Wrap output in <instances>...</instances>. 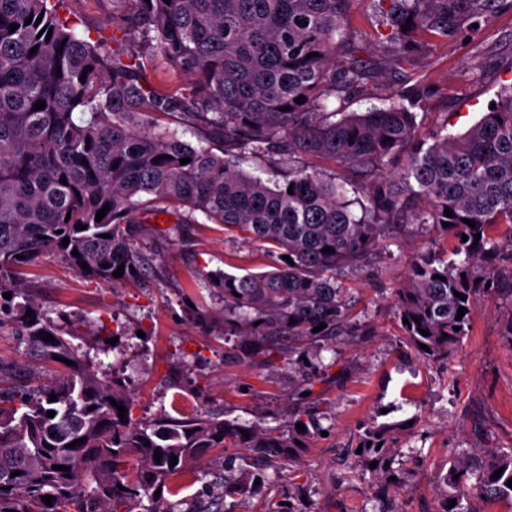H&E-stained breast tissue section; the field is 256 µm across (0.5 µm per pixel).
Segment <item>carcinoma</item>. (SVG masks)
<instances>
[{
	"mask_svg": "<svg viewBox=\"0 0 512 512\" xmlns=\"http://www.w3.org/2000/svg\"><path fill=\"white\" fill-rule=\"evenodd\" d=\"M126 2L131 26L123 39L101 34L91 42L76 30L68 0H0V312L12 313L28 353L44 363L72 361L42 385L6 387L1 382L25 364L0 359V512H176L177 504L155 492L209 449L224 448L230 453L214 503L221 512L223 503L250 493L251 473L263 477L258 461H292L313 436L296 428L308 425L300 410L286 434L213 416L134 417L124 379L104 371L107 350L78 341L8 279L45 251L90 279L136 281L151 265L134 245L138 213L169 212L179 224L198 214L241 228L267 245L275 263L243 275L213 271L207 287L224 301V339H237L249 358L270 355L284 336L318 341L355 332L344 278L413 225L433 234L395 292V318L424 360H447L469 335L481 292L505 279L512 284V90L462 135L425 133L413 112L416 93L361 114L328 110L330 98L356 91L373 73L341 50L349 0ZM459 4L478 11L477 0H377V9L391 26L385 39L403 60L406 19L412 31L446 37ZM159 57L165 67L156 81H142ZM39 100L45 108L36 110ZM178 109L203 138L222 145L220 153L158 124V116ZM270 153L288 160L283 182L241 169ZM305 156L353 178L306 166ZM358 185L363 197H349ZM326 246L332 252H322ZM18 297L24 302H14ZM460 307L467 312L459 319ZM320 324L325 328L314 331ZM43 332L54 340H43ZM402 426L363 424L358 457L392 465ZM132 455L140 468L128 482ZM511 478L512 449L463 453L441 477L436 512H480L475 497H512ZM47 495L50 506L42 501Z\"/></svg>",
	"mask_w": 512,
	"mask_h": 512,
	"instance_id": "1",
	"label": "carcinoma"
}]
</instances>
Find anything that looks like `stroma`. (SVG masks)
Segmentation results:
<instances>
[{
	"label": "stroma",
	"instance_id": "obj_1",
	"mask_svg": "<svg viewBox=\"0 0 512 512\" xmlns=\"http://www.w3.org/2000/svg\"><path fill=\"white\" fill-rule=\"evenodd\" d=\"M84 36L124 28L129 8L114 0H69ZM373 0H351L344 47L381 61L378 80L336 101L343 112L384 108L391 97L417 89L425 131L460 135L489 104L512 87V9L453 13L448 35L397 65ZM138 248L152 268L135 283L106 284L79 275L52 252L23 270L21 283L42 312L74 333H118L110 353L135 399L138 418L178 407L186 415L224 413L246 425L287 430L296 408L317 412L322 434L280 462L233 512H277L292 498L297 512H380L384 489L392 512H434L438 478L458 449L480 454L512 448V298L481 293L472 330L447 361H424L403 340L395 320L394 292L407 280V261L429 236L400 233L388 240L376 266L348 275L354 320L363 332L318 347L304 341L295 354L280 353L266 367L232 355L224 338V304L202 299L208 271L266 270V248L202 220L154 224L142 220ZM203 302L207 327L193 324L189 303ZM385 411L387 419L415 418L395 443L400 481L365 466L357 456L358 426ZM224 474V451L210 450L183 484V512H195Z\"/></svg>",
	"mask_w": 512,
	"mask_h": 512
}]
</instances>
